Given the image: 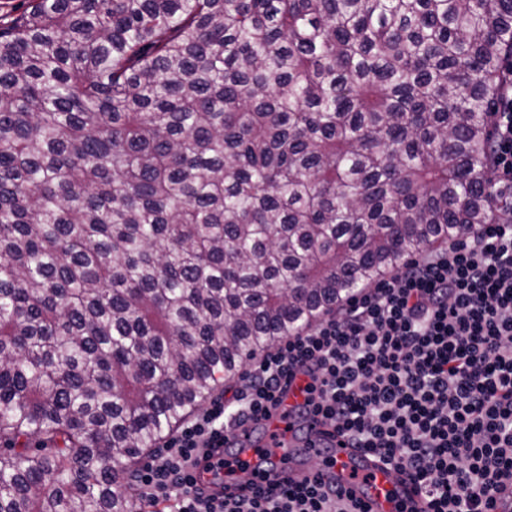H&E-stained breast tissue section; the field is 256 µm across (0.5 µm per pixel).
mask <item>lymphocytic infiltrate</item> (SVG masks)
<instances>
[{"mask_svg":"<svg viewBox=\"0 0 512 512\" xmlns=\"http://www.w3.org/2000/svg\"><path fill=\"white\" fill-rule=\"evenodd\" d=\"M491 150L512 191V92L497 98ZM299 374L304 413L415 483L421 512H496L512 485V223L456 230L267 348L142 465L141 512H364L337 485L273 471L252 494L209 489L236 430L260 426Z\"/></svg>","mask_w":512,"mask_h":512,"instance_id":"f902f5d3","label":"lymphocytic infiltrate"}]
</instances>
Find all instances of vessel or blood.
I'll use <instances>...</instances> for the list:
<instances>
[{
	"instance_id": "1",
	"label": "vessel or blood",
	"mask_w": 512,
	"mask_h": 512,
	"mask_svg": "<svg viewBox=\"0 0 512 512\" xmlns=\"http://www.w3.org/2000/svg\"><path fill=\"white\" fill-rule=\"evenodd\" d=\"M305 376H296L277 409L265 421L271 435H283L306 400ZM304 438L299 447L279 450L272 463L281 479L320 477L344 487L362 501L369 512H416L421 500L416 486L375 463L372 455L343 446L327 447V428L319 419L301 423Z\"/></svg>"
}]
</instances>
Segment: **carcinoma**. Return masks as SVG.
<instances>
[{
  "label": "carcinoma",
  "instance_id": "cac0c4a2",
  "mask_svg": "<svg viewBox=\"0 0 512 512\" xmlns=\"http://www.w3.org/2000/svg\"><path fill=\"white\" fill-rule=\"evenodd\" d=\"M509 55L512 0L0 15V512H132L112 463L354 289L511 224ZM494 177L498 185L512 193V88L501 93L493 112L491 137Z\"/></svg>",
  "mask_w": 512,
  "mask_h": 512
}]
</instances>
